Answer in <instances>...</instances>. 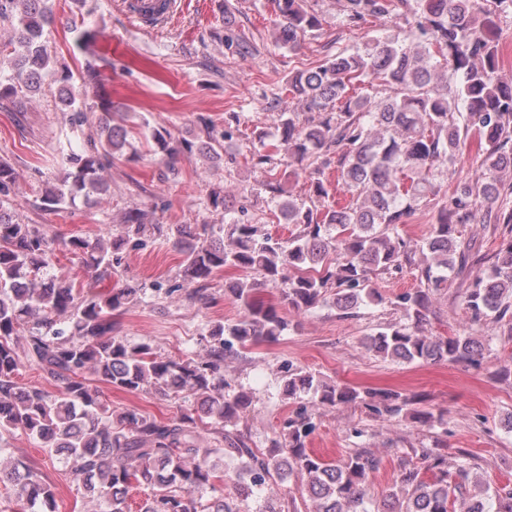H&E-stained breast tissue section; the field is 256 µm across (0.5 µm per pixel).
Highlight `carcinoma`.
<instances>
[{"mask_svg":"<svg viewBox=\"0 0 512 512\" xmlns=\"http://www.w3.org/2000/svg\"><path fill=\"white\" fill-rule=\"evenodd\" d=\"M48 0H0V17L17 22L11 75L0 80V100L37 92L51 73L59 84L62 110L83 126L97 108L95 133L66 158L58 183L45 187L40 206L58 211L79 197L107 191L103 170L130 146L125 113L101 95L89 101L98 71L87 63L78 74L55 68L44 44L55 14ZM275 41L293 50L320 25L306 0H275ZM341 23L350 32L367 18L393 21L403 38L388 33L361 42L336 44L319 64L294 72L274 93L302 102L303 112L281 113L278 138L251 153L252 167L269 174L260 190L266 203L288 216L297 231L275 238L251 218L233 214L221 187L208 194L223 208L222 224H152L146 213L125 214L117 234L72 236L62 250L79 260L87 279L79 284L53 273L55 240L39 224H23L0 211V485L11 486L15 512H59L56 493L40 467L3 457L17 434L33 439L63 460L98 512H132L130 492L148 490L137 512H250L248 500L274 479L297 471L306 477L313 512H368L366 481L383 458L351 448L328 461L307 448L319 410L362 404L377 416L395 417L408 405L398 392L329 384L288 363L280 392L295 404L266 452L250 446L237 423L252 406V393L224 390V359L253 345L275 342L288 330L282 310L306 312L328 301L343 312L385 298L371 287L372 276L390 274L423 258L424 287L405 291L394 304L404 322L377 328L368 349L403 363L448 361L477 365L483 343L473 336H428L421 324L448 275L468 263L470 247L457 226L471 221L481 203L486 223L502 224L503 240L486 272L464 292L471 321L512 318V190L502 188L498 171L512 163V81L498 78L495 20L512 16V0H341ZM448 73L442 92L433 86L437 70ZM154 152L172 166L197 152L220 155V139L197 145L173 144L164 128L150 133ZM476 148L482 176L450 197L440 196L441 180L460 151ZM307 163L318 203L308 205L288 193L275 174L277 156ZM351 194L330 201L327 171ZM11 165L0 161V195L15 184ZM437 210L427 237L411 249L400 225L421 208ZM158 237L182 256L179 276L196 284L194 294L226 269L241 276L224 283V296L242 315L211 326L202 358H167L148 342L131 343L118 334L121 313L143 301L144 287L127 279L112 288L123 254ZM23 337L17 344L16 337ZM40 370L48 391L19 381L20 369ZM146 392L179 403L165 420L135 410L115 412L100 387ZM239 461L246 480L239 504L224 500V472L215 456ZM471 466L454 472L439 448H412L397 459V490L380 512H487L469 498Z\"/></svg>","mask_w":512,"mask_h":512,"instance_id":"cac0c4a2","label":"carcinoma"}]
</instances>
